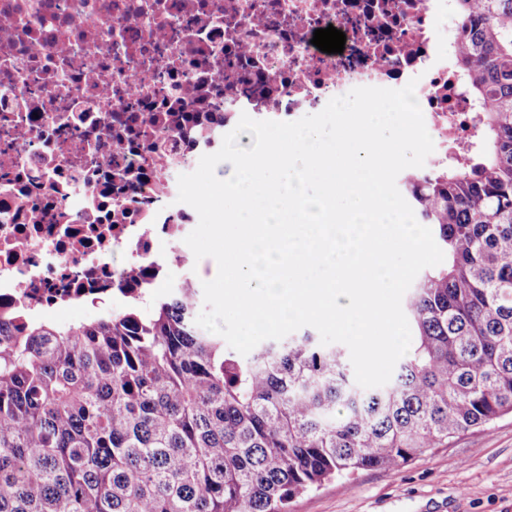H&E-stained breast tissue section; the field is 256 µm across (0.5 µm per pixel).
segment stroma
Listing matches in <instances>:
<instances>
[{
  "mask_svg": "<svg viewBox=\"0 0 512 512\" xmlns=\"http://www.w3.org/2000/svg\"><path fill=\"white\" fill-rule=\"evenodd\" d=\"M289 512H512V416L399 469L305 492Z\"/></svg>",
  "mask_w": 512,
  "mask_h": 512,
  "instance_id": "35a3bbf8",
  "label": "stroma"
}]
</instances>
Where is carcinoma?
I'll return each instance as SVG.
<instances>
[{"mask_svg":"<svg viewBox=\"0 0 512 512\" xmlns=\"http://www.w3.org/2000/svg\"><path fill=\"white\" fill-rule=\"evenodd\" d=\"M480 150L407 172L446 255L407 291L412 352L365 389L305 331L243 356L187 283L59 326L0 320V512H288L512 415V0H457Z\"/></svg>","mask_w":512,"mask_h":512,"instance_id":"carcinoma-1","label":"carcinoma"}]
</instances>
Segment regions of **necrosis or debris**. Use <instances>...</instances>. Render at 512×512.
Returning <instances> with one entry per match:
<instances>
[{
  "mask_svg": "<svg viewBox=\"0 0 512 512\" xmlns=\"http://www.w3.org/2000/svg\"><path fill=\"white\" fill-rule=\"evenodd\" d=\"M447 19L448 0H0V316L191 278L177 180L241 114L292 122L412 81L445 154L469 153ZM330 26L336 56L312 43Z\"/></svg>",
  "mask_w": 512,
  "mask_h": 512,
  "instance_id": "1",
  "label": "necrosis or debris"
}]
</instances>
